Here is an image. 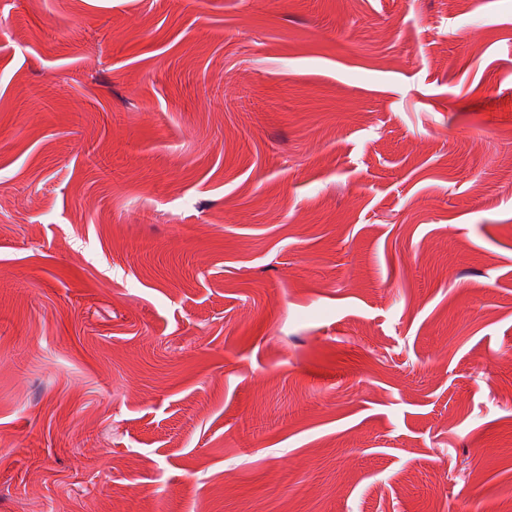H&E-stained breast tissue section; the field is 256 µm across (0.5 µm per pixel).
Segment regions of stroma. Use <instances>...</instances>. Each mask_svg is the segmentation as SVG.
Instances as JSON below:
<instances>
[{"label":"stroma","mask_w":512,"mask_h":512,"mask_svg":"<svg viewBox=\"0 0 512 512\" xmlns=\"http://www.w3.org/2000/svg\"><path fill=\"white\" fill-rule=\"evenodd\" d=\"M506 484L512 0H0V512Z\"/></svg>","instance_id":"stroma-1"}]
</instances>
